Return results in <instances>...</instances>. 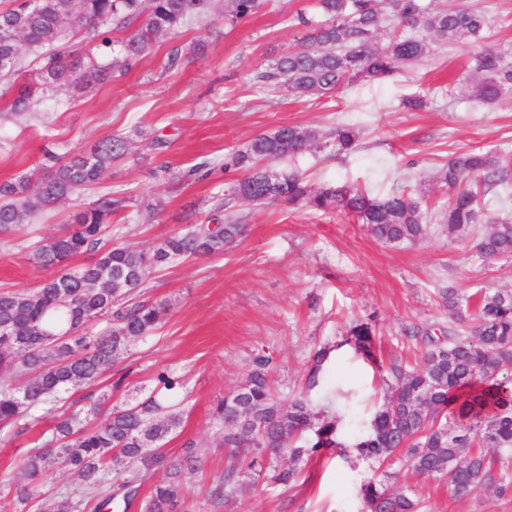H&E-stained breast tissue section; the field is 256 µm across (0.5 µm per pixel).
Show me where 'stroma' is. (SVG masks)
Returning <instances> with one entry per match:
<instances>
[{"mask_svg":"<svg viewBox=\"0 0 512 512\" xmlns=\"http://www.w3.org/2000/svg\"><path fill=\"white\" fill-rule=\"evenodd\" d=\"M473 2L491 21L488 44L512 54V0ZM280 4L232 27L204 21L160 37L130 73L80 100L55 88L35 112L0 113V181L33 168L44 145L67 156L114 133L133 135L129 155L106 170L100 190L127 200L112 218L108 239L148 249L188 224L215 218L217 199L239 176L228 165L232 153L283 126L321 135L341 125L357 129L355 152L331 158L317 148L296 165L314 185H356L378 198L411 188L439 198L431 178L459 152L512 156V97L484 104L457 95L455 86L467 73L458 46L437 48L392 78H357L319 98L261 86L257 72L299 44L302 30L289 16L314 14L313 0ZM199 41L206 52L191 58L189 48ZM174 53L180 63L172 67ZM414 96L424 97L427 108H407L406 99ZM155 139L162 148L147 149ZM97 192L73 195L39 223L0 235V291L31 290L50 277L34 263L30 245L58 233L68 213ZM238 210L248 229L233 248L160 266L143 284L144 296L169 311L155 335L110 368L109 378L125 379L112 400L142 397L160 368L183 378L181 423L165 451L176 460L187 442L199 443L202 468L183 476L197 512H361L358 490L374 466L352 453L302 463L289 487L274 489L261 479L233 499L211 498L228 465L214 407L245 382L259 353L273 358V394H298L314 354L326 347L330 354L310 398L315 410L339 418L340 440L353 445L366 433L383 392L374 362L344 345L349 328L371 322L377 360L415 366L424 352L420 330L452 325L439 288L452 287L462 298L479 288L512 290V256L489 265L478 261V224L458 237L438 228L419 243L392 248L342 211L244 202ZM53 424L44 414L24 436L0 430V492L19 479V452ZM383 469L393 487L414 490L425 512H512V492L454 497L445 477L417 474L397 459Z\"/></svg>","mask_w":512,"mask_h":512,"instance_id":"35a3bbf8","label":"stroma"}]
</instances>
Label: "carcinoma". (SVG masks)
<instances>
[{
	"label": "carcinoma",
	"instance_id": "obj_1",
	"mask_svg": "<svg viewBox=\"0 0 512 512\" xmlns=\"http://www.w3.org/2000/svg\"><path fill=\"white\" fill-rule=\"evenodd\" d=\"M214 0H0V61L18 72L21 45L39 49V66L16 92L0 88L8 112L31 111L48 88L85 94L112 83L149 55L163 35L180 31L195 20L215 15ZM319 20L302 14L291 17L304 29L301 46L257 75L262 85L286 88L297 97H320L340 89L352 78H383L428 56L435 45L479 47L472 57L471 76L476 98L494 104L512 94V62L495 47L484 45L490 19L475 5L447 7L434 0H316ZM262 0H224V20L243 21ZM123 32L119 40L112 33ZM97 52L81 53L83 43ZM316 134L298 126H283L252 138L236 151L232 165L241 178L224 195L217 209L224 223L192 224L165 238L151 250L107 246L104 235L112 213L125 198L105 192L68 214L65 227L39 240L32 256L58 274L30 290L0 292V426L16 435L28 431L35 409L57 410L63 396L96 387L107 370L139 340L163 325L166 308L142 298L132 302L162 258L219 255L244 230L237 204H283L314 210H343L379 242L400 247L428 237L433 223L443 224L454 237L472 224H487L475 245V257L489 264L512 256V220L488 219L492 192L508 183L509 168L491 152L466 151L452 156L437 171L446 195L438 209L411 190L375 199L357 186H309L297 167L286 164L308 152ZM358 134L348 126L333 132L332 147L348 152ZM130 139L113 134L85 153L63 157L51 148L42 151L40 165L0 182V234L34 221L62 200L100 184L104 171L125 158ZM86 255L85 264L68 268V260ZM123 275V287L107 285ZM476 304H462L448 288L442 298L464 329H450L443 339L426 336L423 365L406 369L393 363L378 365L386 373L384 402L368 432L352 449L380 465L401 454L407 466L422 475L451 474L448 490L465 496L489 487L512 490L505 472L512 463V379L503 369L512 364V291L473 294ZM102 321L98 334L85 327ZM372 325L361 322L348 331L345 343L376 361ZM326 351L314 355L305 388L318 385ZM273 358L252 360L248 380L217 403L215 421L221 425L226 448L244 449L239 466L224 470L210 496L228 500L245 486L241 475H254L272 485L296 481L299 464L328 453L344 455L337 440L338 420L313 411L303 395L276 398L269 387ZM26 372L23 385L16 374ZM155 390L135 403L115 405L103 419L93 418L118 390L123 378L89 406L55 416L50 434L18 459L21 482L7 502L11 512H99L117 497L124 508L140 512H195L184 492L182 471L201 464L193 444L179 463L163 453L166 437L180 424L171 395L182 388L180 378L165 368L154 374ZM496 448L504 458L500 468L485 452ZM288 465H283V459ZM77 474L78 491L56 498L41 497L43 476L54 465ZM161 480H154L157 472ZM147 496L139 497L144 485ZM363 512H422L416 494L390 490L382 481L360 487Z\"/></svg>",
	"mask_w": 512,
	"mask_h": 512
}]
</instances>
